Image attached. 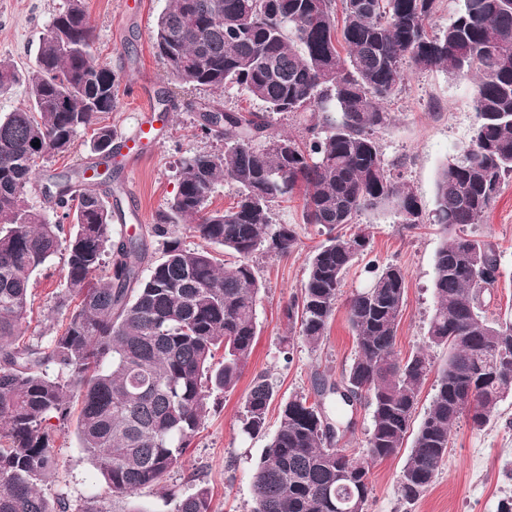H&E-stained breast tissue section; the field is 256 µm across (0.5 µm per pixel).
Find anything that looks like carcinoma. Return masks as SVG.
<instances>
[{
	"mask_svg": "<svg viewBox=\"0 0 512 512\" xmlns=\"http://www.w3.org/2000/svg\"><path fill=\"white\" fill-rule=\"evenodd\" d=\"M438 2L341 0L338 13L336 0H168L153 49L170 77L211 90L237 86L264 110L221 115L218 100L201 108L198 130L224 147L181 161L177 191L149 229L162 239L156 259L149 236L112 238V223L124 214L108 203L115 133L100 118L112 111L119 82L94 57L85 0H67L24 75L28 105L0 115V512H111L102 497L73 507L40 489L57 466L51 420L67 421L75 401L79 448L112 499L132 498L182 467L211 395L235 390L252 353L262 288L253 258L298 245L295 227L271 217L298 190L303 223L321 226L327 239L285 316L304 344L322 345L344 276L370 246L356 219L390 205L399 223H424L416 195L391 173L375 137L392 120L383 103L413 69L477 78L474 134L437 173L434 223L446 235L483 222L512 174V0H463L450 23L433 31ZM18 79L14 63L0 59V90ZM336 110L339 117L325 116ZM285 112L310 114L305 141L275 132L273 115ZM89 128L100 160L87 169L104 190L68 169L51 176L52 214L29 206L37 161L68 150ZM262 137L267 145L259 149ZM224 182L237 187L236 199L213 209L211 195ZM180 225L235 260L185 247ZM344 226L350 232L338 231ZM58 253L66 294L56 309L67 310L66 323L45 345L41 335L24 339L23 322L32 278ZM500 259L494 244L461 235L437 250L427 335L450 349L438 368L426 351L404 362L396 356L405 273L393 264L368 267L370 283L345 299L354 359L338 383L315 377L316 399L300 394L284 404L253 474L251 512H339L355 499L364 506L372 465L408 441L400 497L413 502L428 490L454 427L483 428L506 398L492 365L497 345L512 348V318L489 317L484 301ZM102 267L108 276L93 277ZM434 371L430 408L411 435ZM341 387L372 409L361 455L333 443L323 399L349 404ZM469 394L475 405L460 409ZM274 396L265 375L253 379L245 432L266 433ZM170 501L172 512H215L203 485Z\"/></svg>",
	"mask_w": 512,
	"mask_h": 512,
	"instance_id": "obj_1",
	"label": "carcinoma"
}]
</instances>
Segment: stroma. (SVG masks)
<instances>
[{"label": "stroma", "mask_w": 512, "mask_h": 512, "mask_svg": "<svg viewBox=\"0 0 512 512\" xmlns=\"http://www.w3.org/2000/svg\"><path fill=\"white\" fill-rule=\"evenodd\" d=\"M86 3L95 36L94 55L120 78L116 105L103 116V123L121 136L137 126L143 104L129 96L128 87L143 81L151 88L152 119L160 136L159 144L145 146L144 158L133 171H126L121 155L112 158L115 179L128 183L142 214L141 222L113 225L112 235L117 238L145 232L155 224L157 213L176 192L183 157L221 149L220 141L197 134L200 104L217 100L232 111H258L262 105L237 87L215 93L169 81L165 62L152 48L154 22L166 0H146L142 10L126 0ZM65 4L66 0H0V58L26 72L35 63L44 29ZM474 94L472 80L450 77L440 69L410 73L405 87L388 103L391 125L376 135L385 162L413 189L426 222L405 228L388 206L361 214L358 223L368 227L371 243L347 271L344 289L366 287L369 265L392 263L403 269L407 290L396 339V352L402 359L426 342L436 304L434 259L443 242L438 225L430 221L435 209V178L440 167L474 134ZM301 210L302 200L295 197L272 213L273 223L295 225L298 247L283 255L262 254L254 259L262 284L257 305L259 334L236 389L212 397L211 413L181 468L135 498L111 502L112 512H130L134 507L143 512H170L168 490L187 491L195 481L209 487L216 512H251L252 473L267 442L266 437L251 438L241 430L243 403L253 378L266 375L276 390L268 409V427L273 430L281 401L300 393L313 394L315 374L337 381L348 368L355 342L345 308L337 309L326 340L315 349L291 332L283 314L306 278L310 255L326 239L320 227L303 223ZM460 232L497 246L500 276L488 311L493 315L512 312V176L506 178L483 223L461 227ZM64 275V261L57 256L34 276L31 308L23 324L27 335L43 331L48 315L65 294ZM53 439L59 466L52 481L43 485V493L73 505L89 496L104 495V484L78 446L75 422L55 424ZM406 461L407 454L402 451L374 464L367 512H497L500 501L512 496V396L499 403L482 430L465 422L454 429L435 481L413 503L402 500L397 491Z\"/></svg>", "instance_id": "obj_1"}]
</instances>
